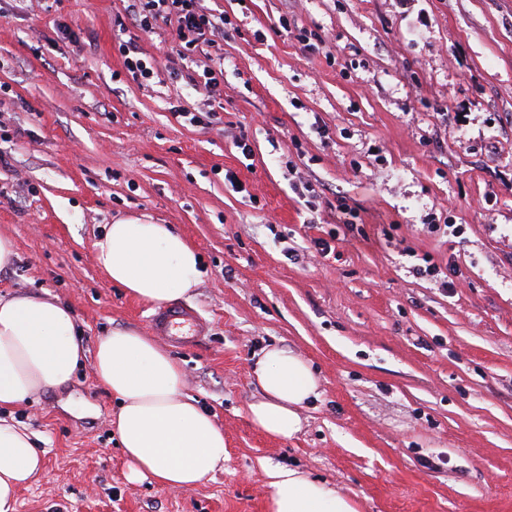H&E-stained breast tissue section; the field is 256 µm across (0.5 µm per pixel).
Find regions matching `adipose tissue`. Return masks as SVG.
<instances>
[{
	"label": "adipose tissue",
	"instance_id": "adipose-tissue-1",
	"mask_svg": "<svg viewBox=\"0 0 512 512\" xmlns=\"http://www.w3.org/2000/svg\"><path fill=\"white\" fill-rule=\"evenodd\" d=\"M107 279L148 303L190 296L202 276L194 246L168 224L128 218L106 225L94 243ZM85 357L68 307L47 293L0 296V408L38 390L63 386ZM95 375L116 399L113 424L129 481L153 478L177 491L196 488L224 464V430L183 394L179 363L134 329L99 338ZM252 373L264 393L250 406L256 427L274 438L302 428L300 412L319 396L318 379L301 356L270 346ZM32 433L0 417V512H16L17 491L42 469ZM270 512H359L356 503L296 468L268 469Z\"/></svg>",
	"mask_w": 512,
	"mask_h": 512
}]
</instances>
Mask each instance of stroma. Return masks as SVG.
Wrapping results in <instances>:
<instances>
[{"label": "stroma", "instance_id": "1", "mask_svg": "<svg viewBox=\"0 0 512 512\" xmlns=\"http://www.w3.org/2000/svg\"><path fill=\"white\" fill-rule=\"evenodd\" d=\"M203 5L225 17L206 100L175 77L168 28H130L157 61L131 77L122 0H0V232L18 254L0 293L50 292L87 351L64 390L0 409L44 457L17 512H269L279 466L361 512H512V0ZM210 109L222 124L203 123ZM131 217L202 257L184 304L209 334L169 354L225 453L187 492L127 480L94 372L100 336L149 330L152 304L94 258L104 226ZM331 232L328 259L312 241ZM419 258L440 276L413 274ZM267 344L319 381L288 439L250 420ZM115 26L118 28L117 38L121 39L118 43V50L123 58V65L128 72L132 73L134 78L140 76L143 79H150L155 74L153 61L146 57L138 42L131 36L128 40H123L119 35L125 34L128 27L123 16H117L114 20Z\"/></svg>", "mask_w": 512, "mask_h": 512}]
</instances>
